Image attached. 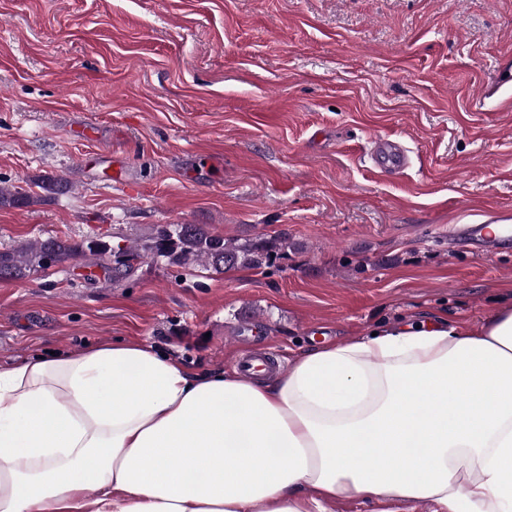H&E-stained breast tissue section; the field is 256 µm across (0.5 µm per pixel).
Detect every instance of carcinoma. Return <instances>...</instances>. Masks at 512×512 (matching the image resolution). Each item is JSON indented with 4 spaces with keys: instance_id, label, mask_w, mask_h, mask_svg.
Here are the masks:
<instances>
[{
    "instance_id": "cac0c4a2",
    "label": "carcinoma",
    "mask_w": 512,
    "mask_h": 512,
    "mask_svg": "<svg viewBox=\"0 0 512 512\" xmlns=\"http://www.w3.org/2000/svg\"><path fill=\"white\" fill-rule=\"evenodd\" d=\"M36 186L41 193L11 190L0 187V208H27L44 202L68 187L61 176H42ZM95 235L80 244L56 236L31 240L19 247L0 250V279L22 280L51 266L76 259L100 260L112 254L110 244H98ZM124 261L115 262V275H129L134 271L133 261L152 256L170 265L187 267L202 265L217 273L226 269H260L270 266L285 255L288 240L265 239L238 242L209 232L204 224H157L142 246L120 245Z\"/></svg>"
}]
</instances>
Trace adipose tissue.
Wrapping results in <instances>:
<instances>
[{
  "label": "adipose tissue",
  "mask_w": 512,
  "mask_h": 512,
  "mask_svg": "<svg viewBox=\"0 0 512 512\" xmlns=\"http://www.w3.org/2000/svg\"><path fill=\"white\" fill-rule=\"evenodd\" d=\"M512 512V307L401 321L278 377L141 341L0 365V512Z\"/></svg>",
  "instance_id": "ef3b65f1"
}]
</instances>
